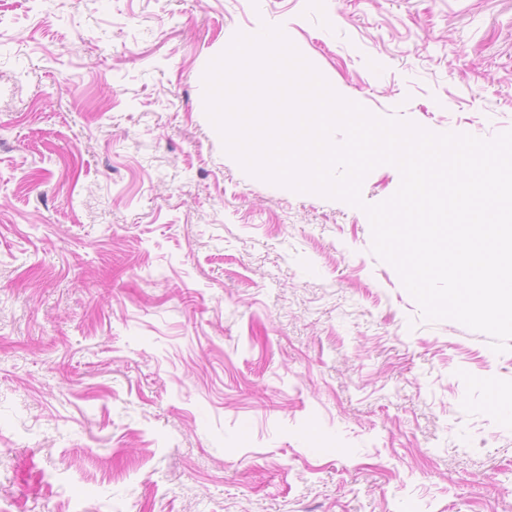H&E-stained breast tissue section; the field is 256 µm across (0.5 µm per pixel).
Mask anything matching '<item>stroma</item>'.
Listing matches in <instances>:
<instances>
[{
  "mask_svg": "<svg viewBox=\"0 0 512 512\" xmlns=\"http://www.w3.org/2000/svg\"><path fill=\"white\" fill-rule=\"evenodd\" d=\"M265 24L375 115L512 129V0H0V512H512V349L208 119Z\"/></svg>",
  "mask_w": 512,
  "mask_h": 512,
  "instance_id": "35a3bbf8",
  "label": "stroma"
}]
</instances>
